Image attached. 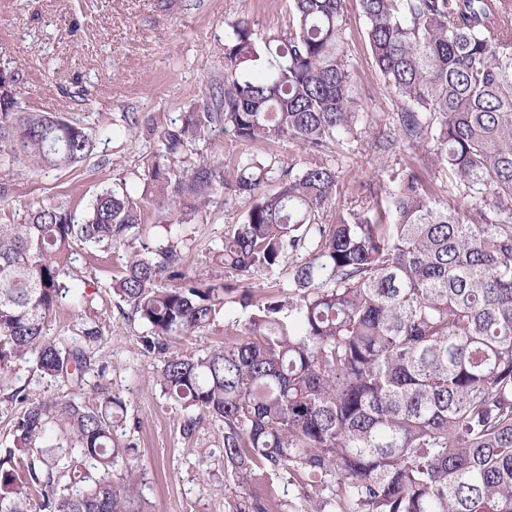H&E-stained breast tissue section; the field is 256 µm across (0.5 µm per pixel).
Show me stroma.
I'll use <instances>...</instances> for the list:
<instances>
[{
  "label": "stroma",
  "instance_id": "1",
  "mask_svg": "<svg viewBox=\"0 0 512 512\" xmlns=\"http://www.w3.org/2000/svg\"><path fill=\"white\" fill-rule=\"evenodd\" d=\"M287 5V0H0V59L19 73L22 107L79 118L96 132L92 152L67 170L34 171L0 160V221H20L50 202L81 214L102 189L138 186L153 149L150 130L170 126L229 72L224 41L232 24L246 18L260 33L280 31L288 26ZM347 23L348 53L366 89V117L339 161L341 188L324 214L328 223L339 212L366 207L369 184L407 159L419 160L426 182L441 181L430 147L385 159L373 152V141L389 128L392 102L375 73L356 0L348 2ZM126 112L138 113V131L113 134ZM246 209L244 200L219 196L180 223L163 221L149 207L133 246L181 240L184 272L209 281L220 274L216 249ZM120 264L117 251L91 257L87 273L101 299L88 311L77 292H70L48 325L58 334L89 313L101 327L100 354L113 390L125 402L123 432L135 444L142 494L153 512H230L233 501L245 495L266 500L269 512H336L328 504L329 491L307 485L294 470L261 468L239 484L224 466L218 427L207 424L193 438L183 437L181 409L156 381L160 357L140 353L143 329L122 319L119 299L109 291ZM248 316L237 293L227 294L223 316L192 338V349L201 354L227 342L243 332Z\"/></svg>",
  "mask_w": 512,
  "mask_h": 512
}]
</instances>
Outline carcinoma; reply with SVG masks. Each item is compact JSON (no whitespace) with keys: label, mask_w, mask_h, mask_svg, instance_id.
Masks as SVG:
<instances>
[{"label":"carcinoma","mask_w":512,"mask_h":512,"mask_svg":"<svg viewBox=\"0 0 512 512\" xmlns=\"http://www.w3.org/2000/svg\"><path fill=\"white\" fill-rule=\"evenodd\" d=\"M373 64L393 102L382 156L432 147L461 209L405 163L370 187L372 206L324 212L339 190L333 147L357 134L361 88L347 51L346 0H289L288 29L245 20L224 43L231 75L162 131L140 191L104 189L82 217L43 204L0 224V404L13 446L0 452V512H151L130 476L134 445L116 437L125 402L104 375L93 319L68 335L46 323L84 279L81 253L130 246L143 203L183 216L216 195L245 200L217 256L246 281L287 258L288 297L257 302L245 331L203 355L170 350L224 311L223 278L179 270L180 242L127 251L112 291L163 357L157 384L224 429V464L330 485L341 512H512V0H358ZM231 128L246 145L288 141L320 161L254 153L234 181L222 163L171 162ZM94 129L49 112H0V154L36 170L75 166ZM273 189H268L269 185ZM172 282L169 287L162 282ZM30 376L19 383V370ZM50 380L73 396H38ZM94 394L88 407L79 396ZM52 444L35 451L47 435ZM232 512H268L252 496Z\"/></svg>","instance_id":"cac0c4a2"}]
</instances>
